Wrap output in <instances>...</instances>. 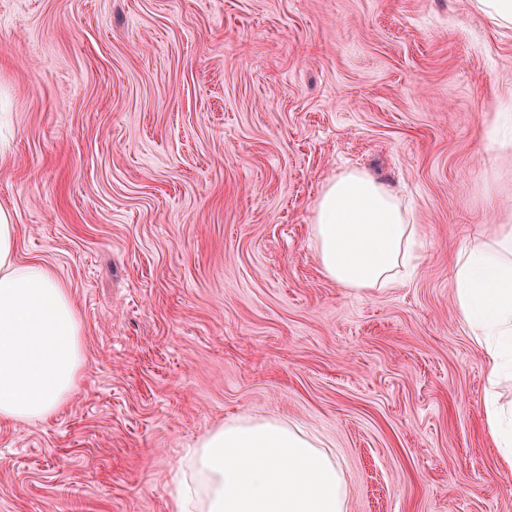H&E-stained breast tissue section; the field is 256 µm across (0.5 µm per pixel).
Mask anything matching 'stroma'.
I'll return each instance as SVG.
<instances>
[{
    "label": "stroma",
    "instance_id": "1",
    "mask_svg": "<svg viewBox=\"0 0 512 512\" xmlns=\"http://www.w3.org/2000/svg\"><path fill=\"white\" fill-rule=\"evenodd\" d=\"M512 28L472 0H0V206L83 325L80 389L0 423V512H169L187 448L277 416L347 512H512L453 265L512 225ZM359 168L423 227L398 287L320 272Z\"/></svg>",
    "mask_w": 512,
    "mask_h": 512
}]
</instances>
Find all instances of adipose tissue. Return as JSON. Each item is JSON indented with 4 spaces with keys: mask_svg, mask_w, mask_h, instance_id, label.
<instances>
[{
    "mask_svg": "<svg viewBox=\"0 0 512 512\" xmlns=\"http://www.w3.org/2000/svg\"><path fill=\"white\" fill-rule=\"evenodd\" d=\"M17 226L0 207V422L53 416L74 397L84 364L82 324L54 270L16 258ZM421 236L404 203L365 171L320 190L312 238L321 273L356 294L397 287ZM455 299L487 367L486 428L512 467V225L494 246L465 242ZM346 480L318 439L276 417L243 415L204 434L178 469L170 512H346Z\"/></svg>",
    "mask_w": 512,
    "mask_h": 512,
    "instance_id": "adipose-tissue-1",
    "label": "adipose tissue"
}]
</instances>
